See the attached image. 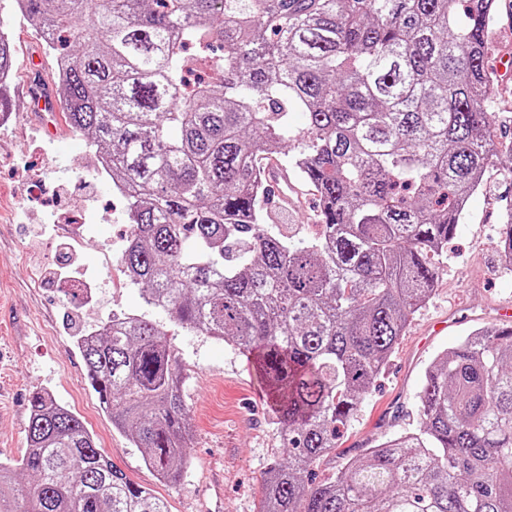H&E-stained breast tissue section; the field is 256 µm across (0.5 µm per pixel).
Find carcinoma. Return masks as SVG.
<instances>
[{"instance_id":"cac0c4a2","label":"carcinoma","mask_w":512,"mask_h":512,"mask_svg":"<svg viewBox=\"0 0 512 512\" xmlns=\"http://www.w3.org/2000/svg\"><path fill=\"white\" fill-rule=\"evenodd\" d=\"M23 3L55 38L66 123L124 192L130 283L263 375L288 458L265 472L257 512H512V331L496 325L435 359L417 430L309 481L429 299L464 200L512 158L488 112L501 3ZM294 111L307 118L299 132ZM290 141L288 164L319 197L320 229L305 237L263 222L257 159ZM499 258L512 270V220ZM76 344L112 424L161 480H177L190 424L169 330L114 313ZM29 404V448L0 461L3 512H168L77 415L41 390ZM18 468L33 481L16 482Z\"/></svg>"}]
</instances>
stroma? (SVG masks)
Here are the masks:
<instances>
[{"label": "stroma", "instance_id": "obj_1", "mask_svg": "<svg viewBox=\"0 0 512 512\" xmlns=\"http://www.w3.org/2000/svg\"><path fill=\"white\" fill-rule=\"evenodd\" d=\"M18 77L0 88L11 96L37 78L48 56L33 25L11 30ZM497 136L512 141V14L502 13L488 38ZM292 207L271 209L284 234L306 236L318 222L317 194L299 183ZM512 209V160L488 167L469 201L435 290L413 316L383 373L335 452L313 468L324 481L365 449L419 426L418 395L435 358L472 331L495 325L498 306L512 303V275L503 274L500 228ZM128 226L112 183L100 179L83 138L51 137L41 115L0 117V459L27 448L29 398L49 391L81 418L112 464L165 500L170 512H257L264 472L283 459L263 379L251 357L229 342L173 330L187 378L189 462L179 482L160 481L131 437L116 430L86 380L72 336L115 312H148L136 285H122L120 253ZM98 275L91 300L67 291Z\"/></svg>", "mask_w": 512, "mask_h": 512}]
</instances>
